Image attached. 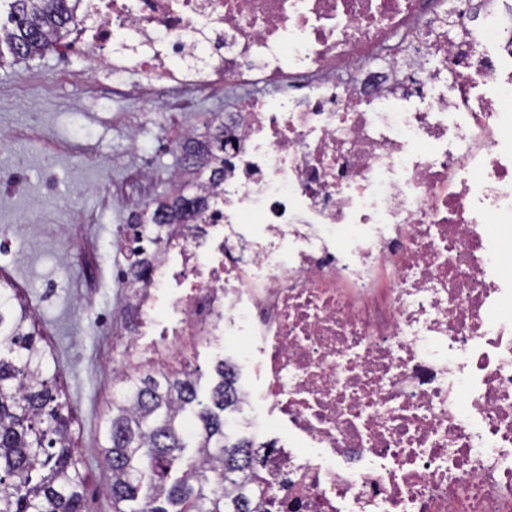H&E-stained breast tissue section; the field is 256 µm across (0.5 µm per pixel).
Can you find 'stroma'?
Segmentation results:
<instances>
[{
  "label": "stroma",
  "instance_id": "1",
  "mask_svg": "<svg viewBox=\"0 0 512 512\" xmlns=\"http://www.w3.org/2000/svg\"><path fill=\"white\" fill-rule=\"evenodd\" d=\"M90 65L49 52L0 67V278L14 282L35 313L50 365L72 409L74 449L84 462L83 512H112L101 432L113 368L125 359L117 313L120 289L111 267L112 241L128 221L127 194L148 168L158 178L150 195L167 192L177 168L184 126L206 133L232 89L198 88L188 102L178 90L160 103L112 90L109 61ZM136 123L130 140L127 123ZM243 337L201 346L187 370L207 393L214 366L246 348Z\"/></svg>",
  "mask_w": 512,
  "mask_h": 512
}]
</instances>
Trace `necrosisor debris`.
Wrapping results in <instances>:
<instances>
[{
  "label": "necrosis or debris",
  "mask_w": 512,
  "mask_h": 512,
  "mask_svg": "<svg viewBox=\"0 0 512 512\" xmlns=\"http://www.w3.org/2000/svg\"><path fill=\"white\" fill-rule=\"evenodd\" d=\"M135 37L142 99L243 93L145 278L115 240L128 363L257 347L259 512H512V0H82L64 49Z\"/></svg>",
  "instance_id": "4bbe7bcc"
}]
</instances>
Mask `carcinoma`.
Here are the masks:
<instances>
[{"mask_svg": "<svg viewBox=\"0 0 512 512\" xmlns=\"http://www.w3.org/2000/svg\"><path fill=\"white\" fill-rule=\"evenodd\" d=\"M81 0H0V65L17 64L63 43ZM191 137L182 157L198 163ZM199 199L180 186L175 203L145 204L136 224H163ZM205 399L189 372L132 375L122 381L105 422L101 455L111 471L112 512H254L243 491L258 462L252 441L225 428L237 407L226 364ZM195 405V453L183 411ZM70 406L48 376L31 310L0 279V512H83L82 459L74 454Z\"/></svg>", "mask_w": 512, "mask_h": 512, "instance_id": "obj_1", "label": "carcinoma"}]
</instances>
